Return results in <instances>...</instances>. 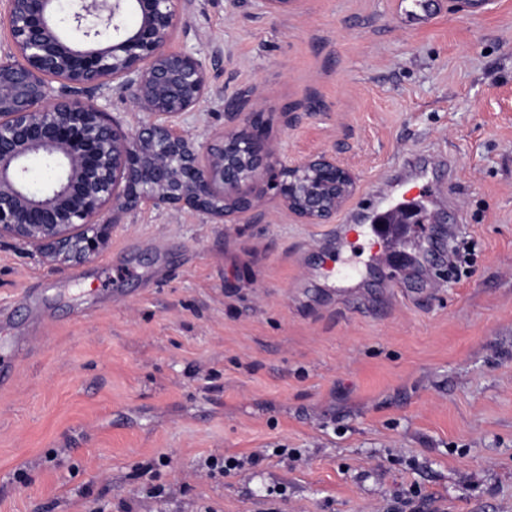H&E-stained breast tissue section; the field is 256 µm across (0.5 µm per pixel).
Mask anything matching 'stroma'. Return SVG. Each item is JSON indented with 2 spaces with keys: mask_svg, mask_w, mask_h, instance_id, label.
<instances>
[{
  "mask_svg": "<svg viewBox=\"0 0 512 512\" xmlns=\"http://www.w3.org/2000/svg\"><path fill=\"white\" fill-rule=\"evenodd\" d=\"M399 2L195 0L175 39L219 73L182 127L251 90L281 155L355 174L333 223L269 191L125 214L72 269L0 240V512H512V0ZM399 176L461 262L393 288L355 235L337 287L322 241ZM429 0L400 1V8L406 19L416 24L427 23L432 17V10L427 3Z\"/></svg>",
  "mask_w": 512,
  "mask_h": 512,
  "instance_id": "35a3bbf8",
  "label": "stroma"
}]
</instances>
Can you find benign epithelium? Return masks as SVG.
Wrapping results in <instances>:
<instances>
[{
	"label": "benign epithelium",
	"instance_id": "obj_1",
	"mask_svg": "<svg viewBox=\"0 0 512 512\" xmlns=\"http://www.w3.org/2000/svg\"><path fill=\"white\" fill-rule=\"evenodd\" d=\"M68 2L63 31L53 22L59 0H7L0 19L14 50L0 58V239L70 268L93 259L119 215L144 207L226 224L259 206L250 187L262 182L302 223L328 224L354 195L355 177L335 156L282 158L249 91L227 100L224 125L205 141L180 126L214 79L174 46L193 0ZM107 81L145 115L135 130L79 96ZM33 157L49 170L37 191L27 181Z\"/></svg>",
	"mask_w": 512,
	"mask_h": 512
}]
</instances>
